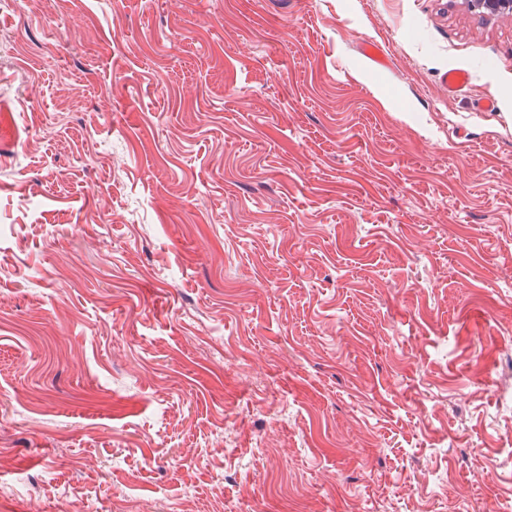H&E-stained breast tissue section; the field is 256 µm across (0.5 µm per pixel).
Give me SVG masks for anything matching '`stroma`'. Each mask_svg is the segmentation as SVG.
<instances>
[{
	"label": "stroma",
	"instance_id": "1",
	"mask_svg": "<svg viewBox=\"0 0 512 512\" xmlns=\"http://www.w3.org/2000/svg\"><path fill=\"white\" fill-rule=\"evenodd\" d=\"M0 512H512V15L0 0Z\"/></svg>",
	"mask_w": 512,
	"mask_h": 512
}]
</instances>
